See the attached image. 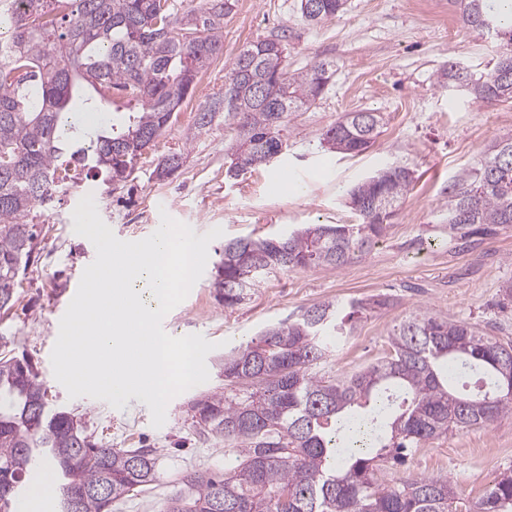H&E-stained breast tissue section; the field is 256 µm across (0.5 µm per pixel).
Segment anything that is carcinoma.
<instances>
[{
	"label": "carcinoma",
	"mask_w": 512,
	"mask_h": 512,
	"mask_svg": "<svg viewBox=\"0 0 512 512\" xmlns=\"http://www.w3.org/2000/svg\"><path fill=\"white\" fill-rule=\"evenodd\" d=\"M314 1L316 8L306 9ZM235 0H0V313L15 303L40 231L30 215L82 177L103 186L135 179L145 152L177 120L194 83L224 57V19ZM346 0H300L307 22L344 10ZM465 27L503 50L481 73L441 71L482 103L512 101V24L499 0H455ZM278 38L248 43L225 76L224 92L197 112L183 147L152 176L176 177L194 141L223 117L242 139L231 161L240 175L280 153L294 112L324 92L332 65L288 71ZM123 111L124 123L97 131L66 124V114ZM376 112H347L322 134L342 154L368 149ZM414 172L395 165L354 185L346 204L358 224H310L286 238L224 244L212 287L224 307L275 268H343L365 253L407 195ZM448 229L464 238L512 224V137L481 152L474 168L448 185ZM390 306L386 296L323 301L267 328L224 356V389L192 405L205 439H222L235 463L215 477L192 472L164 512H512V469L473 498L441 476L390 478L415 448L453 430L487 427L512 416V344L473 323L419 311L396 324L389 353L340 378L314 372L352 336L355 320ZM36 367L0 343V512L35 453L58 465L61 508L112 512L156 478L154 448H103L70 412L53 409Z\"/></svg>",
	"instance_id": "obj_1"
}]
</instances>
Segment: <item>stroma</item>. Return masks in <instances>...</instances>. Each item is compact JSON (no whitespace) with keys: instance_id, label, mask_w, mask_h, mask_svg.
I'll return each mask as SVG.
<instances>
[{"instance_id":"35a3bbf8","label":"stroma","mask_w":512,"mask_h":512,"mask_svg":"<svg viewBox=\"0 0 512 512\" xmlns=\"http://www.w3.org/2000/svg\"><path fill=\"white\" fill-rule=\"evenodd\" d=\"M276 35L287 44L289 70L318 60L335 69L320 99L291 115L281 154L239 178L228 177L238 131L235 121H220L193 143L177 178L153 179L158 159L182 146L196 113L223 92L239 51ZM497 52L495 43L463 27L454 0H348L343 13L316 25L304 21L299 0H236L224 21L223 59L200 76L177 122L141 160L135 180L113 192L87 180L51 209L34 212L44 239L13 309L0 317V335L13 341L16 353L33 358L52 406L76 415L107 445L156 449V480L137 496L113 503L112 512H163L185 474L223 472L224 443L198 438L191 425L192 403L223 386L225 352L315 303L379 294L393 300L391 307L357 321L353 335L325 367L333 376L357 372L383 357L393 326L419 310L466 320L512 341V306H499V290L512 280V225L470 246L449 237L443 206L454 177L473 167L488 146L512 137V103L473 101L463 91L440 86L437 76L451 60L482 71ZM362 110L382 118L376 143L356 156L323 150L322 132L344 113ZM392 163L410 168L415 181L368 252L339 270L272 271L236 307L218 303L212 282L225 242L272 238L308 224L356 223L344 205L347 191ZM87 195L123 241L147 238L165 214L199 236L216 227L224 231L208 247L197 288L162 322L170 336L200 334L215 342L206 357L209 379L174 397L159 428L152 426L149 407L140 398H128L120 409L86 396L72 399L53 374L61 302L96 257L93 244L73 229L72 214ZM509 467L512 418L450 432L417 449L408 463L412 473L447 477L468 497L481 494Z\"/></svg>"}]
</instances>
